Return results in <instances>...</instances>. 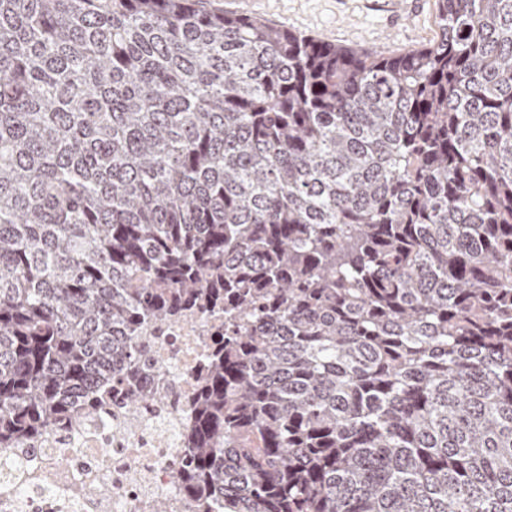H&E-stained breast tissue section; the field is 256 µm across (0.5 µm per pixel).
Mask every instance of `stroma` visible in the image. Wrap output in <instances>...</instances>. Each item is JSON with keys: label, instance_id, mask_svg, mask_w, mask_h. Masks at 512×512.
<instances>
[{"label": "stroma", "instance_id": "1", "mask_svg": "<svg viewBox=\"0 0 512 512\" xmlns=\"http://www.w3.org/2000/svg\"><path fill=\"white\" fill-rule=\"evenodd\" d=\"M205 4L385 55L424 47L439 34L437 0H205Z\"/></svg>", "mask_w": 512, "mask_h": 512}]
</instances>
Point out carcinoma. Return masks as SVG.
Masks as SVG:
<instances>
[{"label":"carcinoma","instance_id":"1","mask_svg":"<svg viewBox=\"0 0 512 512\" xmlns=\"http://www.w3.org/2000/svg\"><path fill=\"white\" fill-rule=\"evenodd\" d=\"M383 56L200 0H0V447L224 305L195 512H512V0Z\"/></svg>","mask_w":512,"mask_h":512}]
</instances>
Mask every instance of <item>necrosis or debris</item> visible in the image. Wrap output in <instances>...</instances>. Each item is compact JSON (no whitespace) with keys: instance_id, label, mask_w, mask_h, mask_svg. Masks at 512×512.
<instances>
[{"instance_id":"4bbe7bcc","label":"necrosis or debris","mask_w":512,"mask_h":512,"mask_svg":"<svg viewBox=\"0 0 512 512\" xmlns=\"http://www.w3.org/2000/svg\"><path fill=\"white\" fill-rule=\"evenodd\" d=\"M143 333L153 342L138 381L153 401L132 415L110 388L81 407V426L65 421L32 444L0 448V484L23 489L17 498L0 493V512H148L156 498L167 500L169 512H191L180 489V450L192 423L195 379L224 320L197 309L146 324ZM89 485L96 489L91 497L84 494Z\"/></svg>"}]
</instances>
